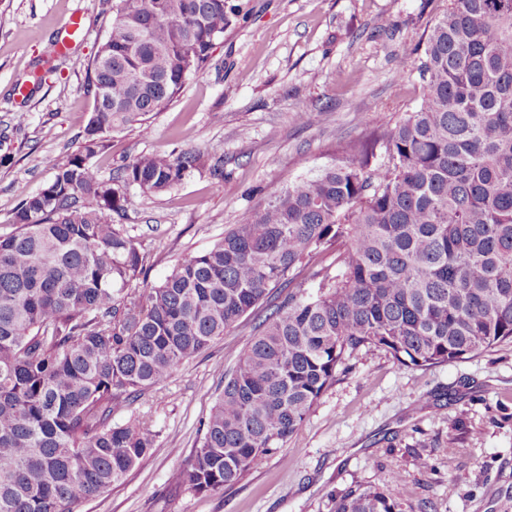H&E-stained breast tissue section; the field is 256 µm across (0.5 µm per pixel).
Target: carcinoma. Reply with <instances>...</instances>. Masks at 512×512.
Masks as SVG:
<instances>
[{
  "instance_id": "obj_1",
  "label": "carcinoma",
  "mask_w": 512,
  "mask_h": 512,
  "mask_svg": "<svg viewBox=\"0 0 512 512\" xmlns=\"http://www.w3.org/2000/svg\"><path fill=\"white\" fill-rule=\"evenodd\" d=\"M235 17L228 0H121L80 149L0 234V512H74L120 481L155 436L112 416L256 311L179 488L232 486L282 448L349 350L422 367L512 343V0H448L404 57L420 101L382 160L346 144L138 287L147 257L112 214L128 188L167 192L204 155H141L108 180L89 159L167 107ZM321 255L335 272L313 265ZM333 512H403L401 477L345 492Z\"/></svg>"
}]
</instances>
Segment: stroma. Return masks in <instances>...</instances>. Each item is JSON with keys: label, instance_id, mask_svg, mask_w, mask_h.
I'll use <instances>...</instances> for the list:
<instances>
[{"label": "stroma", "instance_id": "stroma-1", "mask_svg": "<svg viewBox=\"0 0 512 512\" xmlns=\"http://www.w3.org/2000/svg\"><path fill=\"white\" fill-rule=\"evenodd\" d=\"M239 14L203 73L146 125L111 134L91 157L107 179L146 153L201 151L223 179L186 176L171 190L129 189L122 220L160 283L208 249L272 190L315 174L346 142L373 141L418 103L415 72L392 75L448 0H230ZM119 0H0V233L21 200L76 152L94 107L91 60ZM86 34L56 43L72 11ZM43 81L35 85L32 74ZM314 121L300 123L299 111ZM250 323L227 330L138 398L116 423L156 437L126 475L76 512H333L351 488L403 480L407 512H512V344L425 368L362 347L304 426L234 486L197 494L171 484L189 464L202 421L245 352ZM428 458L420 468L419 458Z\"/></svg>", "mask_w": 512, "mask_h": 512}]
</instances>
